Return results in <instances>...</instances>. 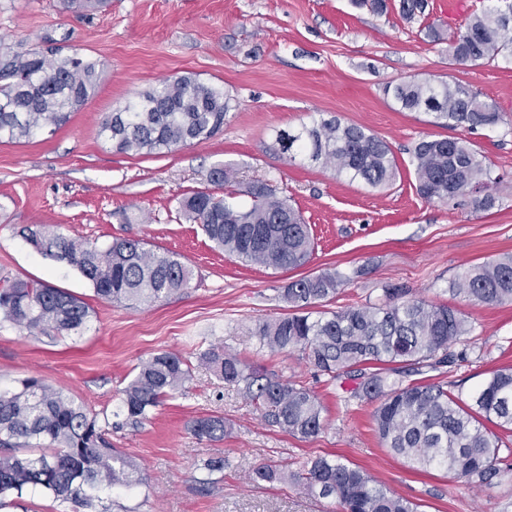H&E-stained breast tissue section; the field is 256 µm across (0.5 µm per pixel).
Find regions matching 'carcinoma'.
Here are the masks:
<instances>
[{
    "label": "carcinoma",
    "mask_w": 512,
    "mask_h": 512,
    "mask_svg": "<svg viewBox=\"0 0 512 512\" xmlns=\"http://www.w3.org/2000/svg\"><path fill=\"white\" fill-rule=\"evenodd\" d=\"M104 0H63L79 13L97 10ZM425 0H400L399 12L412 21L425 12ZM512 57V24L490 6L473 14L448 40V60L460 67L491 64ZM101 61L74 59L59 49L0 53V139L26 140L48 124H65L96 88ZM401 112H427L443 128L471 133L494 128L504 119L495 105L467 85L423 79L386 88ZM232 95L192 75L163 80L102 122L99 135L118 152L159 154L206 140L224 127L233 110ZM278 151L287 160L304 154L333 168L350 181L383 188L396 179L398 166L387 141L371 130L333 117L280 130ZM417 192L427 201L472 197L475 209L489 211L498 177L488 157L466 137L418 140L411 150ZM243 205L229 195L218 199L196 192L179 201L189 220L224 253L274 270L304 266L315 242L310 225L276 188L252 182L238 190ZM24 238L42 255L76 269L100 299L151 306L188 287L191 272L173 253L158 254L144 242L116 238L104 249L78 244L41 224L23 228ZM347 278L334 271L292 280L282 297L291 312L258 324L251 332L259 349L271 353L297 350L316 372L334 383H354L350 396L378 399L376 432L394 456L417 471L441 467L448 473L490 486L512 478V448L487 424L512 433V368L492 371L464 401L422 378L452 362L448 348L473 331L472 323L448 305L407 296L403 288L384 289L379 304L340 311H318ZM452 295L479 305L512 303V255L470 265L449 283ZM3 319L43 335L81 329L90 316L76 295L45 283L16 280L0 289ZM200 359L225 381L242 387L270 425L305 440L324 429V407L308 388L268 377L237 356L212 348ZM191 377V363L159 352L137 366L113 416L98 417L37 378L0 391V509L24 491L48 493L61 504L110 512L95 492L104 485H141L139 465L112 447L109 428H138L154 408L181 390ZM199 440L224 439V417L207 415L190 423ZM52 452L34 455L33 446ZM226 460L210 457L196 465L199 490L210 492L224 480ZM255 482L291 483L305 494L332 499L339 512H416V505L381 487L361 467L318 456L295 470L273 461L253 470Z\"/></svg>",
    "instance_id": "obj_1"
}]
</instances>
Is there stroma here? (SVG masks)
Returning <instances> with one entry per match:
<instances>
[{
  "label": "stroma",
  "mask_w": 512,
  "mask_h": 512,
  "mask_svg": "<svg viewBox=\"0 0 512 512\" xmlns=\"http://www.w3.org/2000/svg\"><path fill=\"white\" fill-rule=\"evenodd\" d=\"M486 0H427L424 15L405 22L400 0L373 11L357 0H109L89 15L61 0H0V50H39L56 42L103 61L88 101L59 127L20 142H0V288L22 279L71 291L90 307L77 332L42 336L0 319V390L36 376L93 413L115 410L135 369L153 354L188 357L192 378L139 428L113 430V447L139 464L145 481L131 490H102L112 512H333L284 483H252L253 467L333 454L361 466L419 512H512V480L476 486L442 469L416 472L380 443L376 401L350 398L299 353L259 349V322L287 313L288 282L339 271L349 279L326 310L377 303L387 288L446 304L474 330L450 347L453 365L432 372L461 398L489 372L512 365V304L477 305L452 296L464 266L512 254V61L462 69L448 62L447 39ZM193 74L236 101L223 131L159 155L125 154L99 137L115 109L159 81ZM468 84L494 104L505 124L473 133L499 177L496 205L470 199L428 202L416 192L409 151L422 137H446L430 115L401 112L384 92L413 79ZM338 117L382 136L399 164L386 188L336 176L321 164L279 157L276 133ZM232 164L241 183L260 180L290 196L312 227L316 249L295 270L245 264L214 249L197 224L178 213L198 191L227 195L214 168ZM42 224L89 246L116 238L144 240L155 253L177 254L193 276L188 288L150 307L96 297L77 270L35 251L21 230ZM238 355L259 373L300 382L325 407L326 427L311 440L261 421L240 387L198 361L213 348ZM223 417V441L197 440L189 423ZM230 464L219 488L201 493L193 479L202 460Z\"/></svg>",
  "instance_id": "stroma-1"
}]
</instances>
